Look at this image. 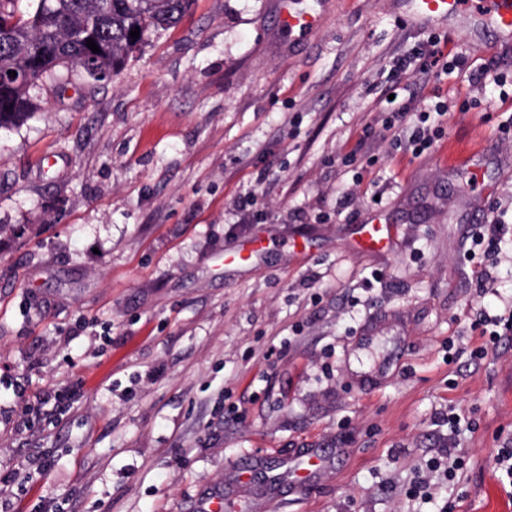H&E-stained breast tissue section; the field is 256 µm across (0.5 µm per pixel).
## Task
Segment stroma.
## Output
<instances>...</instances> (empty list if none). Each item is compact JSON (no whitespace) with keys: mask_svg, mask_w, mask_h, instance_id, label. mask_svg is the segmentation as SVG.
Wrapping results in <instances>:
<instances>
[{"mask_svg":"<svg viewBox=\"0 0 512 512\" xmlns=\"http://www.w3.org/2000/svg\"><path fill=\"white\" fill-rule=\"evenodd\" d=\"M400 2L324 0L291 46L277 0H194L114 80L70 69L0 129V474L24 478L10 512H199L218 494L227 512H512L494 471L512 330L473 355L477 311L512 312V235L489 255L470 239L512 223V108L476 81H425L409 111L434 95L472 107L427 153L394 150L390 65L431 31ZM442 33L512 82L493 31ZM364 135L369 158L345 166ZM252 189L253 213L236 210ZM376 213L397 240L361 251ZM44 390L64 406L32 413ZM448 447L466 467L411 497ZM308 448L327 471L286 491Z\"/></svg>","mask_w":512,"mask_h":512,"instance_id":"1","label":"stroma"}]
</instances>
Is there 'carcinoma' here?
Returning <instances> with one entry per match:
<instances>
[{
  "label": "carcinoma",
  "instance_id": "carcinoma-1",
  "mask_svg": "<svg viewBox=\"0 0 512 512\" xmlns=\"http://www.w3.org/2000/svg\"><path fill=\"white\" fill-rule=\"evenodd\" d=\"M0 0V73L16 72L24 81L16 84L9 98L0 103V128L16 126L37 109L31 91L62 68H84L94 57L96 70L117 77L134 52L152 31L175 24L194 0ZM139 29V37L130 31ZM88 34L99 47L93 53ZM42 45L53 51L49 59L35 64L32 49Z\"/></svg>",
  "mask_w": 512,
  "mask_h": 512
}]
</instances>
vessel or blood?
Here are the masks:
<instances>
[{
    "mask_svg": "<svg viewBox=\"0 0 512 512\" xmlns=\"http://www.w3.org/2000/svg\"><path fill=\"white\" fill-rule=\"evenodd\" d=\"M407 17L413 22L464 27L489 25L497 32L499 48L512 50V0H407ZM321 22L320 0H278L277 31L295 43L317 34ZM395 231L385 219L370 218L361 229L362 246L370 252L391 245Z\"/></svg>",
    "mask_w": 512,
    "mask_h": 512,
    "instance_id": "b4317fda",
    "label": "vessel or blood"
}]
</instances>
